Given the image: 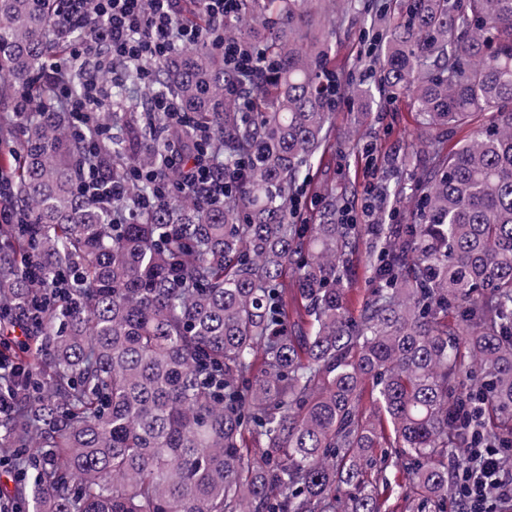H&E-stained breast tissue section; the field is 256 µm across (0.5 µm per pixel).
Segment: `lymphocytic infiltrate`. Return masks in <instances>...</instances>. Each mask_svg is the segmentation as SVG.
<instances>
[{
    "label": "lymphocytic infiltrate",
    "mask_w": 512,
    "mask_h": 512,
    "mask_svg": "<svg viewBox=\"0 0 512 512\" xmlns=\"http://www.w3.org/2000/svg\"><path fill=\"white\" fill-rule=\"evenodd\" d=\"M185 0H63L61 26L81 21L90 27L88 40L71 47L68 55L52 57L51 71L65 68L71 61L87 59L93 52H105L112 61H137L144 83L154 81V65L178 48L208 39L222 52L227 66L239 70L265 67L260 44H241L224 36V22L234 16L236 0H196L207 17L206 27L180 24L178 18ZM166 169H135L129 178L113 179L99 163L88 164L80 181L84 193L104 208L123 200L130 184L143 185L144 194L134 201L128 216L159 204L171 196L190 192L199 200L223 202L233 184L222 164L206 150L187 157L179 143H172L166 158ZM478 416L468 411L461 421L467 432L466 455L455 469L454 486L465 512H512V464L505 454L491 447L475 430Z\"/></svg>",
    "instance_id": "1"
}]
</instances>
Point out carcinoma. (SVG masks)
<instances>
[{"instance_id":"cac0c4a2","label":"carcinoma","mask_w":512,"mask_h":512,"mask_svg":"<svg viewBox=\"0 0 512 512\" xmlns=\"http://www.w3.org/2000/svg\"><path fill=\"white\" fill-rule=\"evenodd\" d=\"M224 35L263 43L260 77L208 44L155 65L151 93L176 98L224 171V203L177 195L116 224L79 188L88 146L57 82L80 98L78 63L47 73L84 38L60 30V0H0V172L25 223L0 224V310L44 301L25 341L0 347L21 374L0 421V459L32 483L0 489L21 512H384L392 495L444 512L460 458L463 392L512 425V0H377L375 95L406 96L421 135L398 182L410 224L380 220L369 271L382 282L351 316L359 228L336 189L312 223L295 194L336 148L324 24L360 0H239ZM250 88V111L225 93ZM110 87L98 160L114 178L161 166L169 119ZM485 116L466 141L446 138ZM456 310L454 320L448 310ZM392 448L406 478L383 475ZM348 488L345 496L339 490Z\"/></svg>"}]
</instances>
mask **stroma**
<instances>
[{"label": "stroma", "mask_w": 512, "mask_h": 512, "mask_svg": "<svg viewBox=\"0 0 512 512\" xmlns=\"http://www.w3.org/2000/svg\"><path fill=\"white\" fill-rule=\"evenodd\" d=\"M367 18L347 14L340 27L330 35L336 48L337 63H348L354 80L371 84L376 80V69L367 58L368 42L364 32ZM360 105L350 96H341L332 107V120L336 126V148L328 152L314 167L313 188L302 190L298 196L300 215L316 208V186L335 188L337 195L353 215H361L366 192L379 195L378 213L396 209L394 198L386 196L387 187L397 177L389 159L404 151L418 132L416 116L409 107L408 98L395 102L380 101L361 126H354L353 118Z\"/></svg>", "instance_id": "stroma-1"}]
</instances>
